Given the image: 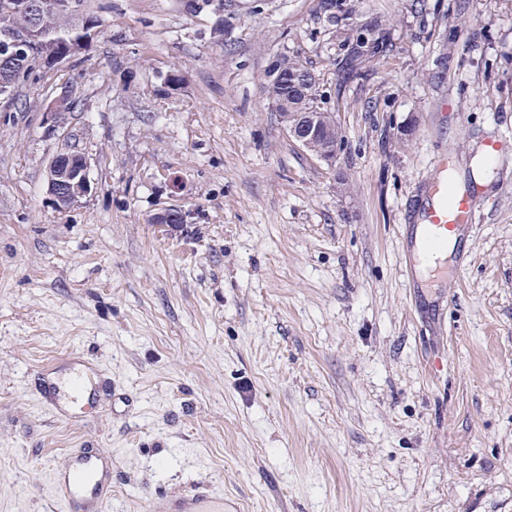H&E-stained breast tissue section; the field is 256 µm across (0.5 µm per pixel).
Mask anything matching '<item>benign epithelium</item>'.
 <instances>
[{
	"mask_svg": "<svg viewBox=\"0 0 512 512\" xmlns=\"http://www.w3.org/2000/svg\"><path fill=\"white\" fill-rule=\"evenodd\" d=\"M60 6L80 23L74 36L77 49L68 55L57 54L48 41L39 35L37 21L44 9L43 0H3L0 3L1 13H24L30 23L26 28L8 24L0 26V61H9L34 77L40 70L63 65L80 53V47L85 44L86 32L92 28V25L85 21L83 3L80 0H63ZM69 105L70 100L67 96L55 101L50 111L45 113L49 126L55 129L61 127L64 111ZM285 129L288 137L306 151L312 148L315 138L324 135L318 112L295 113L293 121L287 124ZM91 191L88 161L85 156L65 151L52 158L48 168V192L57 209L66 210L80 203ZM180 214V207L167 206L155 216V220L159 224H167L178 229L181 224L177 223L176 219Z\"/></svg>",
	"mask_w": 512,
	"mask_h": 512,
	"instance_id": "obj_1",
	"label": "benign epithelium"
}]
</instances>
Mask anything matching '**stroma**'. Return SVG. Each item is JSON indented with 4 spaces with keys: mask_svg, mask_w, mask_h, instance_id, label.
I'll return each mask as SVG.
<instances>
[{
    "mask_svg": "<svg viewBox=\"0 0 512 512\" xmlns=\"http://www.w3.org/2000/svg\"><path fill=\"white\" fill-rule=\"evenodd\" d=\"M345 2L87 0L86 49L0 102V512H58L49 470L83 448L112 457L106 512L197 480L242 512H512V150L456 302L401 251L437 157L474 181L512 130V0ZM374 16L392 50L337 92ZM282 52L320 78L332 163L271 108ZM65 151L92 192L60 210ZM168 205L183 229L153 224ZM75 362L98 397L61 416L43 387ZM91 191L85 156L65 151L52 158L48 168V192L57 209H69Z\"/></svg>",
    "mask_w": 512,
    "mask_h": 512,
    "instance_id": "35a3bbf8",
    "label": "stroma"
}]
</instances>
